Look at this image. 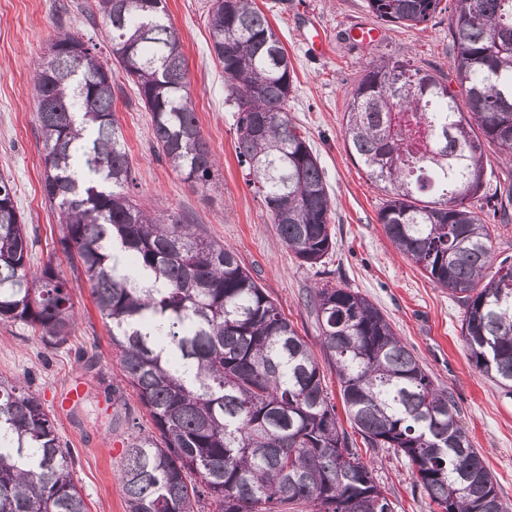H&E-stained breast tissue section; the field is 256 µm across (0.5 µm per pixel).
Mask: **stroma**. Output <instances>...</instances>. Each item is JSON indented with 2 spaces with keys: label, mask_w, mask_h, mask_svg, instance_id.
<instances>
[{
  "label": "stroma",
  "mask_w": 512,
  "mask_h": 512,
  "mask_svg": "<svg viewBox=\"0 0 512 512\" xmlns=\"http://www.w3.org/2000/svg\"><path fill=\"white\" fill-rule=\"evenodd\" d=\"M96 2L0 0V176L11 181L15 204L25 224L36 231L31 266L49 261L58 266L78 315L69 342L57 349L47 347L30 327L0 322V377L41 398L73 450L75 481L90 512H125L120 452L135 429L150 430L151 423L112 357L88 283L63 254L53 251L60 228L42 194L43 146L30 65L44 57L59 30L96 43L98 56L111 63L116 116L138 179L139 201L186 215L209 238L233 249L312 350L320 348L315 289L345 285L366 296L435 383L452 394L473 447L479 448L503 500L512 504V396L470 362L461 337V305L386 236L377 216L387 195L350 156L343 136L346 94L370 61L393 56L424 70L449 71L447 13L437 14L427 27L406 28L377 20L367 0H256L293 64L288 112L317 154L331 198L336 247L321 266L310 268L281 241L238 163L235 107L210 53L212 0L164 2L184 46L201 134L218 159L214 182L204 190L185 182L155 152L151 114L119 63L111 62L102 24L90 20ZM363 27L376 30L373 42L356 40ZM318 32L327 45L320 57L311 49ZM76 380L83 385V398L61 406L63 393ZM112 385L119 394L110 404L105 389ZM362 455L389 492L395 512H433L427 496L415 488L405 459L384 448H366Z\"/></svg>",
  "instance_id": "stroma-1"
}]
</instances>
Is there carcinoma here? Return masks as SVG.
Wrapping results in <instances>:
<instances>
[{
	"label": "carcinoma",
	"instance_id": "obj_1",
	"mask_svg": "<svg viewBox=\"0 0 512 512\" xmlns=\"http://www.w3.org/2000/svg\"><path fill=\"white\" fill-rule=\"evenodd\" d=\"M367 0L380 21L416 28L450 10L444 74L380 57L347 93L350 155L387 199L378 223L463 307L470 361L512 395V263L494 264L489 225L509 221L512 183L484 174L485 144L512 156V0ZM110 55L151 112L157 148L195 187L216 158L188 95L187 64L163 0H98ZM211 49L236 112V154L281 240L313 267L333 250L322 168L288 113L294 67L255 0H213ZM45 150L42 190L59 251L77 261L112 354L153 428L130 437L126 512H393L349 434L305 339L237 254L177 213L142 209L115 115L112 69L59 31L32 78ZM263 121L260 133L252 124ZM0 177V320L65 345L76 317ZM314 311L324 356L367 448L407 459L440 512H509L453 396L435 385L381 311L324 285ZM73 454L33 393L0 379V512H88Z\"/></svg>",
	"mask_w": 512,
	"mask_h": 512
}]
</instances>
